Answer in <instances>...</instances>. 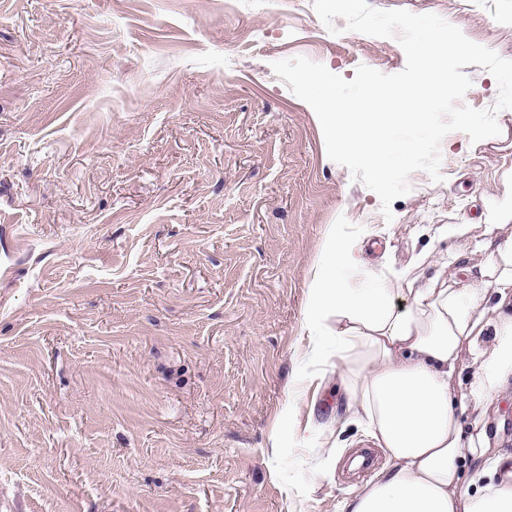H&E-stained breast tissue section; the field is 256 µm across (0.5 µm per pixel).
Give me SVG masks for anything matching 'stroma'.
<instances>
[{
  "instance_id": "obj_1",
  "label": "stroma",
  "mask_w": 512,
  "mask_h": 512,
  "mask_svg": "<svg viewBox=\"0 0 512 512\" xmlns=\"http://www.w3.org/2000/svg\"><path fill=\"white\" fill-rule=\"evenodd\" d=\"M512 57V0H368ZM331 34L313 0H0V512H344L385 467L303 326L332 228L354 283L430 253L479 288L512 235V109L441 145L385 220L272 64L350 80L396 40ZM512 455V382L469 408Z\"/></svg>"
}]
</instances>
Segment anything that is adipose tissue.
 <instances>
[{"label":"adipose tissue","instance_id":"adipose-tissue-1","mask_svg":"<svg viewBox=\"0 0 512 512\" xmlns=\"http://www.w3.org/2000/svg\"><path fill=\"white\" fill-rule=\"evenodd\" d=\"M356 246L332 235L320 257L303 315L321 359L335 345L349 374L348 408L363 415L388 465L351 499L347 512H458L468 464L508 469L512 459L475 447L455 411L450 380L464 356L478 371L469 394L483 398L512 376V315L490 313L484 290L433 285L412 289V308H394L392 286L349 285ZM499 338L477 348L486 327Z\"/></svg>","mask_w":512,"mask_h":512}]
</instances>
